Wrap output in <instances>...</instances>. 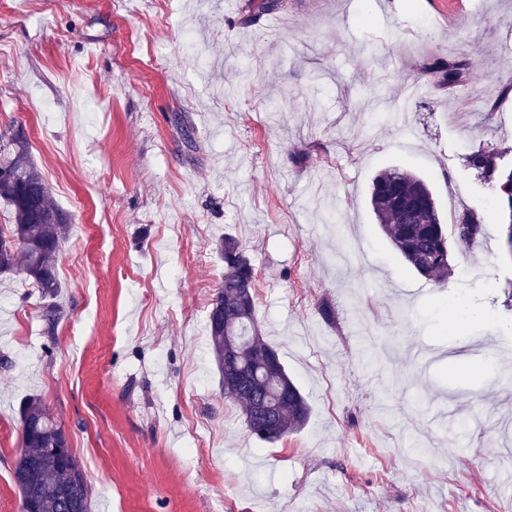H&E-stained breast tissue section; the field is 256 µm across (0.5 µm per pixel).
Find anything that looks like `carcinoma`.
Masks as SVG:
<instances>
[{
	"mask_svg": "<svg viewBox=\"0 0 512 512\" xmlns=\"http://www.w3.org/2000/svg\"><path fill=\"white\" fill-rule=\"evenodd\" d=\"M251 23L283 6L282 0H248ZM468 63L434 60L426 70L437 75L439 85L453 87L462 81ZM469 165L492 183L500 208L512 217V171L498 165V151L482 146L467 156ZM0 200L9 208L11 223L0 227V274L21 271L51 299L44 308L49 328L62 317L54 299L61 282L56 258L66 237L70 218L53 202L49 187L29 153L27 137L17 127L9 138L0 136ZM370 203L378 224L402 258L425 277L448 274V236L469 245L483 238L485 223L465 210L445 231L429 184L408 171L385 170L373 180ZM224 260V278L211 303L208 339L219 374H224V340L240 344L234 367L249 379L239 386L223 385L224 397L239 405L249 432L274 443L306 424L310 406L288 376L282 362L266 363L261 352L271 349L255 318V268L239 241L226 236L217 248ZM21 445L13 464V481L19 501L36 493L41 512H91L88 486L76 457L69 464H54L44 456L43 445L57 440L63 427L42 399L31 396L20 409Z\"/></svg>",
	"mask_w": 512,
	"mask_h": 512,
	"instance_id": "carcinoma-1",
	"label": "carcinoma"
}]
</instances>
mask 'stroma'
Listing matches in <instances>:
<instances>
[{
	"label": "stroma",
	"mask_w": 512,
	"mask_h": 512,
	"mask_svg": "<svg viewBox=\"0 0 512 512\" xmlns=\"http://www.w3.org/2000/svg\"><path fill=\"white\" fill-rule=\"evenodd\" d=\"M246 13L247 0H0V132L22 125L72 219L55 330L38 288L0 277V512H19L33 395L63 423L92 512H512V261L492 186L466 164L488 143L512 167V97L484 105L512 86V0ZM436 58L468 62L465 80L439 86L422 70ZM391 168L429 183L443 223L484 218L481 245L451 242L444 282L376 221L371 184ZM226 234L312 408L274 444L225 399L209 349ZM468 258L485 270L474 283ZM460 297L491 324L450 329ZM487 358L499 373L470 376Z\"/></svg>",
	"instance_id": "stroma-1"
}]
</instances>
